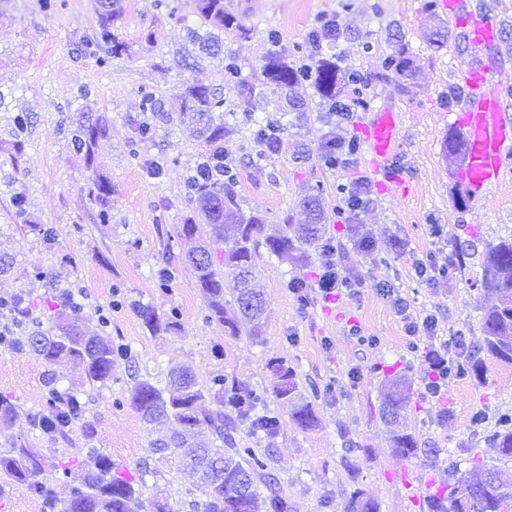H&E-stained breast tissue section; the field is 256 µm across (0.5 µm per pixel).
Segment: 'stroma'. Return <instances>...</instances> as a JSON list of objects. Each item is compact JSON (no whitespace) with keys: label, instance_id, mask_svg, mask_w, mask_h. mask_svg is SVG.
<instances>
[{"label":"stroma","instance_id":"obj_1","mask_svg":"<svg viewBox=\"0 0 512 512\" xmlns=\"http://www.w3.org/2000/svg\"><path fill=\"white\" fill-rule=\"evenodd\" d=\"M434 0H224V9L246 34L224 31V53H203L191 35L199 26L193 0H176L175 12L155 0H124L116 27L129 45L128 56L99 68L81 56L78 46L95 36L96 0H67V7L48 16L41 0H0V255L13 258L10 272L0 275V296L18 291L41 301L58 284H72L89 331H104L114 344L128 348L104 386L83 383L69 365H56L62 387L76 391L94 429L92 442L73 433L71 442L51 441L33 432L31 414L46 406L43 362L35 355L0 347V394L11 397L18 418L0 428V447L23 443L41 449L46 477L59 498L69 488L57 480L54 464L92 445L109 455L117 468L133 472L148 458L154 437L130 403L135 383L165 381L170 369L185 368L199 385L214 376L243 392L264 394L268 410L279 417L275 435L238 425L239 447L267 458L275 491L290 512H345L354 491H362L378 512H424L427 496L448 481L449 470L466 471L477 462L501 464L512 475V462L499 463L486 440L497 417L512 413V363L482 349V310L493 304L481 288L488 248L512 239V177L492 187L484 198L472 197L457 173L462 157L448 147L458 136L452 113L464 93L461 76L472 55L463 29L435 10ZM336 14L340 30L335 43L316 47L310 29L316 14ZM444 35L442 46L430 40ZM290 65L312 66L320 59L336 63L340 74L360 75L363 105L347 114L330 111L315 88L303 83L299 110L278 109L281 91L263 78L269 31ZM404 49L416 72L396 74L384 65L387 56ZM256 84L257 101L244 112L235 90L224 78L226 57ZM199 83L224 95V159L236 175L235 191L245 214L261 215L267 228L302 224V199L320 193L328 220L324 239L339 243L340 266L365 282L353 297L321 298L320 250L296 264L271 255L264 235L252 243L256 286L266 306L262 334L231 335L208 322L205 300L196 288L185 257L191 241L176 227L191 214L185 183L201 160L204 147L193 136L176 106L186 86ZM90 89L89 104L106 113L110 128L98 143L101 172L112 183V218L97 220L98 206L88 195L84 161L70 143L69 129L80 106L79 92ZM161 102V114L143 111L142 91ZM400 114L399 145L383 171H375L366 147L336 169L322 161L328 132L358 141L359 128L376 110ZM31 118L28 143L21 156L12 149L13 118ZM280 124V145L270 152L255 137L256 120ZM153 134L140 140L139 122ZM163 163L160 174L150 164ZM361 176L372 181V200L341 218L338 188ZM392 180L406 182L402 195L386 190ZM27 202L17 217L14 195ZM442 233L433 236L432 225ZM52 237H44V229ZM370 235L372 251L353 248L352 239ZM434 256L445 262L463 256L454 278L423 281L416 260ZM174 271L168 287H159L161 268ZM306 282L304 295L288 283ZM398 290L411 303L414 317L433 316L435 335L409 339L403 320L380 284ZM148 307L159 320L180 314V329L148 328L138 310ZM360 336H352L351 327ZM376 337L377 346L363 344ZM449 345V357L476 360L478 375L449 377L440 396H429L426 353ZM284 359L296 373L298 391L311 402L319 419L305 428L272 392L271 358ZM404 376L411 398L403 423L415 434L420 452L402 459L392 452V429L379 415L388 379ZM485 420L472 421L475 412ZM158 476H146L138 512H153L155 497L167 498L173 512H191L201 496L197 478L172 463Z\"/></svg>","mask_w":512,"mask_h":512}]
</instances>
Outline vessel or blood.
Returning <instances> with one entry per match:
<instances>
[{"instance_id": "vessel-or-blood-1", "label": "vessel or blood", "mask_w": 512, "mask_h": 512, "mask_svg": "<svg viewBox=\"0 0 512 512\" xmlns=\"http://www.w3.org/2000/svg\"><path fill=\"white\" fill-rule=\"evenodd\" d=\"M449 17L467 29L474 55L498 44L500 26L490 17L474 15L469 0H445ZM466 95L455 113L454 124L464 137L466 161L459 171L460 181L473 196L487 191L512 174V120L506 116L504 95L494 87L492 71L484 63L474 62L463 76ZM370 162L387 165L398 146L397 112L382 109L362 126Z\"/></svg>"}]
</instances>
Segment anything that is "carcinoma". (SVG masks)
<instances>
[{
    "instance_id": "carcinoma-1",
    "label": "carcinoma",
    "mask_w": 512,
    "mask_h": 512,
    "mask_svg": "<svg viewBox=\"0 0 512 512\" xmlns=\"http://www.w3.org/2000/svg\"><path fill=\"white\" fill-rule=\"evenodd\" d=\"M196 14L202 23L213 28L245 29L224 11V0H196ZM120 17V0H97L98 32L81 43L80 54L94 58L101 68L110 67L113 59L126 55L128 45L114 32V24ZM385 65L403 76L413 73V63L402 48ZM262 74L281 90L293 108L296 103L291 101V92L307 81L312 82L322 99L332 103L341 94L360 99L357 91L339 78L336 63L327 59L318 61L309 72L288 65L282 54L272 49L265 56ZM224 77L237 89L241 101L251 105L255 84L241 77L235 63L225 64ZM180 111L189 114L205 144L202 161L186 181L187 193L195 207L192 215L178 225L177 233L199 242L188 262L195 286L206 301V319L233 334L244 324L249 335L257 338L265 304L253 288L255 263L251 243L254 235L264 231V222L256 215L242 212L234 190L235 175L224 166V97L208 86L193 83L181 96ZM108 128L106 115H95L93 110L82 108L71 131L73 151L83 158L90 171L88 194L99 206L97 217L102 223L111 219L112 183L98 173L96 147ZM280 132V126L268 123L259 127L255 136L273 152ZM302 207L308 214L307 223L284 224L266 236L271 254L302 261L307 248L322 247V199L308 195ZM228 238L234 240V245L224 252L221 261H215L214 253ZM226 272L234 276L238 285L234 299L237 313L231 317L224 304ZM481 284L497 299L496 305L483 312V346L497 358L512 363V241L503 240L488 249ZM44 306L52 310L49 328L33 329L24 336H9L4 343L9 349L34 354L46 366L43 376L46 408L31 415L29 425L31 430L52 440H67L79 429L88 442L92 431L85 422L87 404L74 391L60 387L53 366L65 362L84 381L104 386L112 381V365L126 352L112 344L111 336L88 333L82 308L72 290L53 289L45 297ZM0 311L18 326L33 319V303L22 292L1 296ZM270 367L275 376L272 386L275 397L291 405V415L301 426H313L316 423L313 405L298 397L293 368L281 358L270 360ZM130 402L157 432L150 457L141 464L139 474L125 475L113 470L111 457L96 448H88L56 465V474L69 485L68 497L59 499L44 478L46 462L41 451L15 444L0 450V498L14 487L23 486L41 500L43 512H135L145 483L143 475L157 473L151 463L177 458L198 474L203 499L192 512H289L288 503L278 497L271 477L264 473L265 461L251 449L237 447L234 421L224 413L229 408L238 418L251 420L254 428L271 435L278 426L277 416L256 413L258 407L264 406L263 395L228 388L222 376L214 377L204 391L192 373L174 369L164 387L147 379L138 381L131 390ZM408 403V387L400 381L390 382L383 394V421L391 425L398 423ZM17 414L12 399L0 395V426L13 425ZM486 439L501 459L511 460L512 415L501 416L498 429ZM392 443L394 454L400 458H410L419 452L412 433L396 432ZM489 472L496 475V481L485 480ZM427 504L428 512H512V483L501 478L497 467L483 463L465 472L450 470L448 487L428 496ZM347 512H377V506L356 491L349 500Z\"/></svg>"
}]
</instances>
